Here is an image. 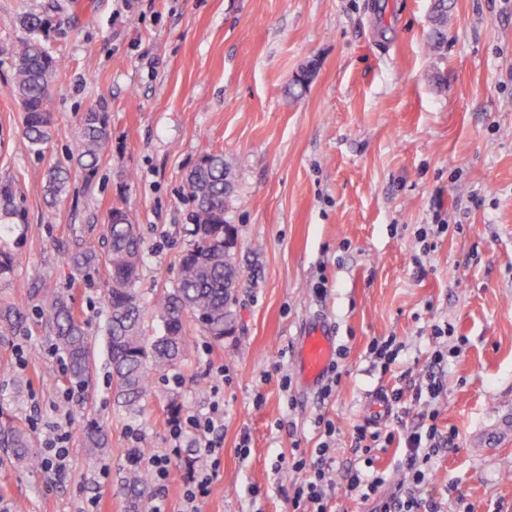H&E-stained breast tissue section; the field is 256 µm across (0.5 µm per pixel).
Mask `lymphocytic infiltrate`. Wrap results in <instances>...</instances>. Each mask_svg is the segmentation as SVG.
Segmentation results:
<instances>
[{
	"instance_id": "f902f5d3",
	"label": "lymphocytic infiltrate",
	"mask_w": 512,
	"mask_h": 512,
	"mask_svg": "<svg viewBox=\"0 0 512 512\" xmlns=\"http://www.w3.org/2000/svg\"><path fill=\"white\" fill-rule=\"evenodd\" d=\"M446 391L447 384L442 377L435 372H428L423 386L416 391L417 399L423 400L427 407L423 422L399 431L382 429L368 423L354 427L352 445L363 453L364 466L347 472V491L364 499L378 496L375 512H421L432 472V458L437 449L453 445L456 438L455 431L441 432L436 423V405ZM169 426L174 447H181L187 433L194 432L202 437L200 447L207 463L192 472L185 483L184 512H198L197 503L208 494L219 469L223 452L224 415L216 410L202 419L185 420L176 417L170 421ZM398 441L402 442L404 449L401 461L404 478L396 483L388 495L382 497L378 491L385 484L386 478L374 470L372 454ZM328 450L325 444L317 448V460L313 463L307 462L301 454L293 457L291 468L300 473L302 479L294 486L292 512H324L323 501L333 486L329 470L323 462Z\"/></svg>"
}]
</instances>
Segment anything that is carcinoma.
<instances>
[{"label": "carcinoma", "instance_id": "obj_1", "mask_svg": "<svg viewBox=\"0 0 512 512\" xmlns=\"http://www.w3.org/2000/svg\"><path fill=\"white\" fill-rule=\"evenodd\" d=\"M430 44L437 51L444 47L448 30L446 0H436L433 7ZM51 19L35 13L21 18L26 35L11 44L0 45V56L13 70L11 93L25 112V137L31 150L39 153L51 139L53 116L49 110L53 82L60 61L44 46L41 36L49 30ZM72 135L76 163L85 180H91L101 156L110 147L112 129L105 107L97 104L78 117ZM230 168L224 154H205L190 170L186 179L187 196L192 203L189 220L194 240L180 261L178 283L156 297L155 306L164 330L146 336L141 328L142 306L137 283L142 262V240L127 211L113 208L109 212L102 236V250L89 241L77 240L70 251L73 268L83 271L99 263L109 268L105 282L107 337L112 364L113 392L120 407L137 415L146 395L152 374L163 373L180 364L191 349L185 334L184 318L190 316L199 332L215 343L224 341V329L235 326L238 319L237 293L228 285L236 271L232 249L227 242L236 241L234 225L226 213L234 197V182L224 181ZM71 168L57 166L46 179L49 203L68 192ZM18 224L26 221V211L15 185L0 180V222ZM43 317L56 338L58 347L69 361L71 385L89 389L90 342L85 323L74 317L71 307L61 297L43 308ZM26 320L25 308L19 304L0 305V339L17 335ZM86 447L103 448L105 435L98 428L82 430ZM0 448L9 449L16 463L39 466V455L26 431L15 425L0 426ZM149 474L132 470L126 486L139 495Z\"/></svg>", "mask_w": 512, "mask_h": 512}]
</instances>
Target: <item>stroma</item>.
I'll return each mask as SVG.
<instances>
[{
	"label": "stroma",
	"mask_w": 512,
	"mask_h": 512,
	"mask_svg": "<svg viewBox=\"0 0 512 512\" xmlns=\"http://www.w3.org/2000/svg\"><path fill=\"white\" fill-rule=\"evenodd\" d=\"M434 0H0V43L22 37V13L49 15L59 58L42 152L30 150L24 114L0 62V179L14 181L27 221L0 231L15 258L0 303L26 306L27 325L0 341V411L24 427L36 452L70 420L62 475L15 463L0 448V512H133L125 487L129 448L171 454L172 410H224V452L199 512H291L293 454L329 442L337 483L325 512H370L341 477L362 466L355 425H414L420 408L373 419L379 389L414 393L433 353L448 391L438 406L453 446L434 458L440 512H512V0H448L442 51L429 48ZM306 87L294 86L305 67ZM105 104L112 146L92 180L73 173L47 204L49 168L69 164L78 115ZM219 151L235 173L227 215L242 271L239 326L215 344L185 319L194 349L153 376L138 415L114 402L102 332L105 266L75 272L74 240H99L113 206L143 240L142 322L161 332L156 295L175 287L193 236L188 172ZM428 224L447 225L419 243ZM68 300L91 345L88 392L69 383L45 324L46 300ZM331 323L341 359L330 399L305 390L295 356L306 321ZM450 333L432 340L434 326ZM396 337L390 372L372 367L371 340ZM336 431L325 438L319 419ZM108 445L84 448L80 430ZM249 452L240 454L242 435ZM189 433L150 501L182 512L184 479L206 460ZM260 499H252L251 488Z\"/></svg>",
	"instance_id": "obj_1"
}]
</instances>
